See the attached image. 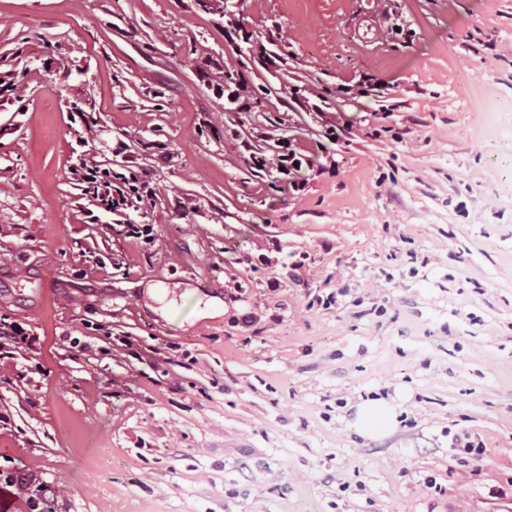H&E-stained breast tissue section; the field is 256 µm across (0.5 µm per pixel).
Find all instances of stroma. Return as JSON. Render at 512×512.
I'll use <instances>...</instances> for the list:
<instances>
[{
	"instance_id": "stroma-1",
	"label": "stroma",
	"mask_w": 512,
	"mask_h": 512,
	"mask_svg": "<svg viewBox=\"0 0 512 512\" xmlns=\"http://www.w3.org/2000/svg\"><path fill=\"white\" fill-rule=\"evenodd\" d=\"M6 70L0 322L36 341L0 361V470L48 512H512V0H0ZM336 123L302 196L249 162ZM83 155L156 198L97 210ZM367 394L396 433L347 430ZM14 489H21L23 491L28 490L26 492L27 496V504L30 512H45V500L39 495L41 493L42 485L36 484V478L31 474L21 473L17 471L9 472L4 474L0 471V500L1 506H3L4 511L9 512V505L7 501H2V493L9 498L10 508H12L13 500L12 496L14 495Z\"/></svg>"
}]
</instances>
